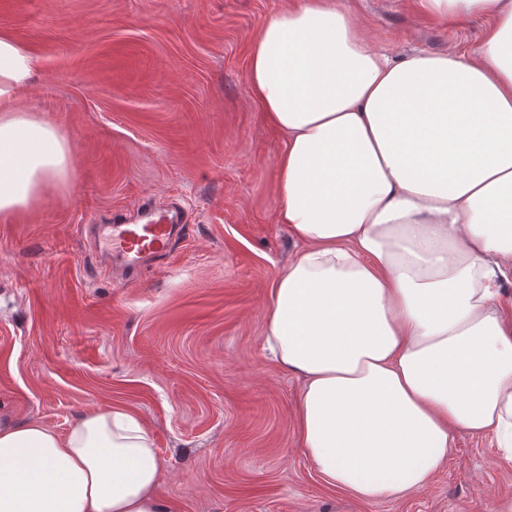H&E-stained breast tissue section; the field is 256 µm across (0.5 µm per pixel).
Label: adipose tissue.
Returning a JSON list of instances; mask_svg holds the SVG:
<instances>
[{"label":"adipose tissue","mask_w":512,"mask_h":512,"mask_svg":"<svg viewBox=\"0 0 512 512\" xmlns=\"http://www.w3.org/2000/svg\"><path fill=\"white\" fill-rule=\"evenodd\" d=\"M485 16L473 55L396 59L335 0L264 20L247 81L282 134L279 223L301 247L273 279L264 340L303 376L301 446L369 501L423 489L455 430L512 463V0H423ZM39 60L0 35V218L66 184L72 146L25 92ZM160 460L115 407L65 433L0 418V512H168Z\"/></svg>","instance_id":"adipose-tissue-1"}]
</instances>
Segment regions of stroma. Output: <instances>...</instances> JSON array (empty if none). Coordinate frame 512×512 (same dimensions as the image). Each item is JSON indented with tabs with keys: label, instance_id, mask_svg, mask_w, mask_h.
I'll return each mask as SVG.
<instances>
[{
	"label": "stroma",
	"instance_id": "35a3bbf8",
	"mask_svg": "<svg viewBox=\"0 0 512 512\" xmlns=\"http://www.w3.org/2000/svg\"><path fill=\"white\" fill-rule=\"evenodd\" d=\"M300 0H0L42 70L27 100L70 141L68 186L0 220V415L65 432L122 406L159 450L169 512H501L512 464L459 430L424 489L365 501L300 446L302 379L266 349L269 287L299 244L277 220L280 132L247 83L263 20ZM394 57L477 50L490 21L420 0H337ZM177 202L188 229L129 280L89 225Z\"/></svg>",
	"mask_w": 512,
	"mask_h": 512
}]
</instances>
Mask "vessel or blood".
I'll list each match as a JSON object with an SVG mask.
<instances>
[{
	"label": "vessel or blood",
	"instance_id": "b4317fda",
	"mask_svg": "<svg viewBox=\"0 0 512 512\" xmlns=\"http://www.w3.org/2000/svg\"><path fill=\"white\" fill-rule=\"evenodd\" d=\"M142 221L130 224L122 218L113 223L96 225L99 238L106 241L116 258L122 259L125 269H141L143 262L168 256L174 243L186 227L184 214L177 208L145 209Z\"/></svg>",
	"mask_w": 512,
	"mask_h": 512
}]
</instances>
